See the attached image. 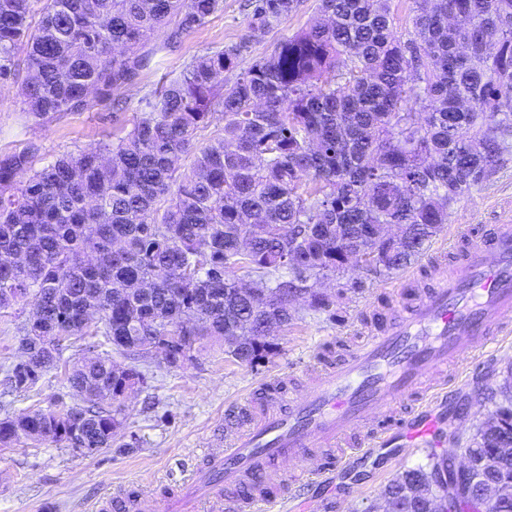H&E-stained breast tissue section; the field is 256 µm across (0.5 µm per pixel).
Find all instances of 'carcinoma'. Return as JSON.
Wrapping results in <instances>:
<instances>
[{
  "mask_svg": "<svg viewBox=\"0 0 512 512\" xmlns=\"http://www.w3.org/2000/svg\"><path fill=\"white\" fill-rule=\"evenodd\" d=\"M412 30L396 32L392 0H320L322 19L240 69L251 41L295 13L300 0H247L250 34L208 48L179 77L142 98L132 129L37 167L40 147L0 154V311L34 300L17 325L28 364L5 383L27 393L58 367L69 344L101 337L105 356L71 363L79 400L0 419V443L112 445L118 400L134 365L112 376V353L153 356L159 336L191 360L196 345L238 337L224 355L253 365L276 351L264 337L308 309L334 301L307 282L341 279L345 259L365 253L367 271L410 266L448 223V212L496 174L512 150V0H409ZM224 0H0V80L16 77L27 45L23 112L44 123L82 112L90 97L139 82L155 53L147 41L170 20L163 47L207 23ZM221 133L199 147L214 114ZM193 155L190 163L182 160ZM384 224L402 237L384 239ZM303 255L288 265V254ZM282 296L247 295L236 271ZM495 424L468 439L477 455L501 449L487 480L512 485V367L491 393ZM448 470L429 455L381 491L395 512L467 505L479 484L436 482L431 505L414 495Z\"/></svg>",
  "mask_w": 512,
  "mask_h": 512,
  "instance_id": "1",
  "label": "carcinoma"
}]
</instances>
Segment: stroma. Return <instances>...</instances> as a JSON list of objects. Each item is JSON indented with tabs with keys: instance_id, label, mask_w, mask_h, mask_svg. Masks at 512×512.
Segmentation results:
<instances>
[{
	"instance_id": "obj_1",
	"label": "stroma",
	"mask_w": 512,
	"mask_h": 512,
	"mask_svg": "<svg viewBox=\"0 0 512 512\" xmlns=\"http://www.w3.org/2000/svg\"><path fill=\"white\" fill-rule=\"evenodd\" d=\"M317 7L318 0H302L296 13L251 45L243 55V66L270 55L280 41L306 28L317 19ZM248 23L243 0H224L223 11L183 35L173 50L162 47L165 31L155 33L149 41L158 50L154 65L137 85L120 90L128 105L118 112L109 104L96 102L86 111L65 112L52 122L27 126L23 123L20 81L0 84V152L18 151L33 142L50 157L128 132L138 117V100L146 90L177 78L204 50L239 41L247 34ZM511 211L512 152L505 155L490 182L454 206L446 226L419 256L416 268H426L439 246L452 250L465 247L458 230L497 223ZM354 275L366 281L364 293H345L332 318L300 311L287 330L276 333L275 354L256 365L228 359L216 343L200 347L192 360L178 368L158 358L142 364L146 383L126 402L122 425L110 447L88 454L51 443L25 442L0 450V512H92L94 500L117 484L158 494L173 491L183 468L194 461L201 448L223 438L224 411L229 405L242 403L259 382L300 377L303 362L310 360L319 345L356 340L365 311L381 300L386 287L399 280L395 274L377 277L362 268ZM32 311L27 301L0 312V370L18 360L16 325ZM511 365L512 340L503 344L476 378L457 382L446 408L440 411L445 434L442 453L454 452L458 439L472 433L474 424L491 408L488 395L497 390L503 370ZM73 401L66 373L59 370L30 392L0 395V419ZM426 455L423 448L393 457L374 451L359 474L348 480L333 479L322 492L332 500V512H367L380 502L382 486L404 469L423 464Z\"/></svg>"
}]
</instances>
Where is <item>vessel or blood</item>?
<instances>
[{
    "mask_svg": "<svg viewBox=\"0 0 512 512\" xmlns=\"http://www.w3.org/2000/svg\"><path fill=\"white\" fill-rule=\"evenodd\" d=\"M430 268L429 283L410 271L387 289L360 338L336 360L305 364L289 394L262 383L250 426L226 414L222 450L203 452L178 492L122 487L94 512H328L310 492L332 475L386 442L400 451L436 440L435 405L512 337V224L485 226L454 262Z\"/></svg>",
    "mask_w": 512,
    "mask_h": 512,
    "instance_id": "obj_1",
    "label": "vessel or blood"
}]
</instances>
